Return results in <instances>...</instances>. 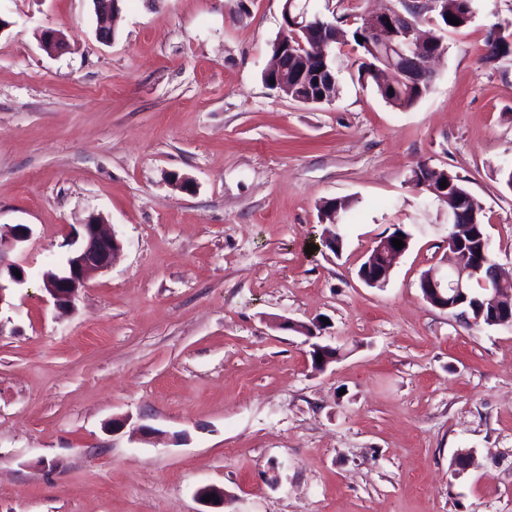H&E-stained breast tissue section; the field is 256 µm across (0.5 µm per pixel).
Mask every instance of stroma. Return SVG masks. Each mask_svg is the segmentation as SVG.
I'll return each mask as SVG.
<instances>
[{
	"instance_id": "stroma-1",
	"label": "stroma",
	"mask_w": 512,
	"mask_h": 512,
	"mask_svg": "<svg viewBox=\"0 0 512 512\" xmlns=\"http://www.w3.org/2000/svg\"><path fill=\"white\" fill-rule=\"evenodd\" d=\"M473 5L430 92L395 108L349 45L332 103L270 89L283 0H119L108 41L92 0H0V225L32 230L0 308V512H200L205 485L224 512H512V327L419 287L448 254L421 165L459 177L512 271V55L483 60L512 0ZM92 216L122 249L63 313L42 275ZM398 228L409 249L366 286ZM282 319L336 360L313 368ZM395 234L408 235L409 238H403L401 236H393ZM392 236V237H391ZM389 239H384L379 245L376 246L377 252L382 256V262H376V258L372 257L367 261V265L364 268V271L361 275H359L360 279L366 285L372 288H381L377 285L384 286L388 283L390 278V273L392 271L394 260L405 253L409 247V241L411 242V234L401 228L395 229L389 236ZM392 239H402L404 246L401 249H396L392 245Z\"/></svg>"
}]
</instances>
